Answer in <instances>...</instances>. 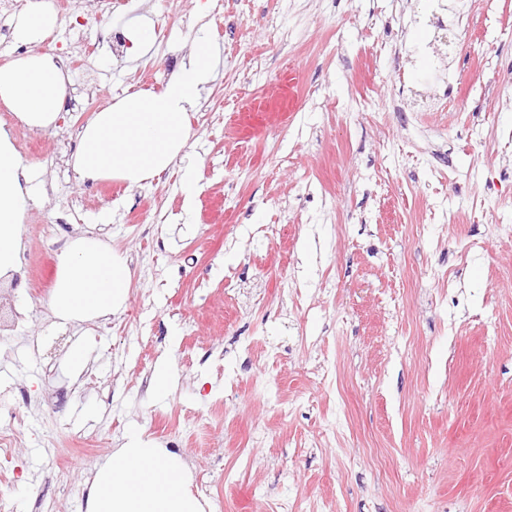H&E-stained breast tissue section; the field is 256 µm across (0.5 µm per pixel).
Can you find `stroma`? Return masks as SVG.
<instances>
[{
	"label": "stroma",
	"instance_id": "stroma-1",
	"mask_svg": "<svg viewBox=\"0 0 512 512\" xmlns=\"http://www.w3.org/2000/svg\"><path fill=\"white\" fill-rule=\"evenodd\" d=\"M120 2L84 27L95 74L66 72L80 111L13 142L43 186L21 221L33 260L0 281L11 512H86L87 478L134 428L182 456L205 512H512V0L449 12L436 85L413 53L431 37L416 0H185L183 20L168 0ZM139 20L152 45L115 56L108 32ZM202 35L219 59L184 157L117 194L81 181V128L161 91L165 51L186 62ZM288 70L293 117L229 135ZM80 234L128 259L130 295L108 321L63 325L52 274ZM162 359L176 385L158 395ZM264 376L279 390L254 393Z\"/></svg>",
	"mask_w": 512,
	"mask_h": 512
}]
</instances>
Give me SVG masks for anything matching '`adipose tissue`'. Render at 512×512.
Masks as SVG:
<instances>
[{
    "label": "adipose tissue",
    "instance_id": "ef3b65f1",
    "mask_svg": "<svg viewBox=\"0 0 512 512\" xmlns=\"http://www.w3.org/2000/svg\"><path fill=\"white\" fill-rule=\"evenodd\" d=\"M55 27V14L34 0L13 20L12 36L22 45L38 44ZM217 59L212 41L196 39L187 63L162 91L133 93L95 113L82 128L72 158L80 178L134 187L167 171L188 146L187 115L212 82ZM66 97L67 77L50 54L30 53L0 65V101L31 129H54ZM37 178L0 128V279L17 271L20 219ZM131 280L126 257L97 237H76L57 263L51 312L63 324L109 320L124 309ZM188 481L179 455L143 433H132L96 465L87 512H204Z\"/></svg>",
    "mask_w": 512,
    "mask_h": 512
}]
</instances>
